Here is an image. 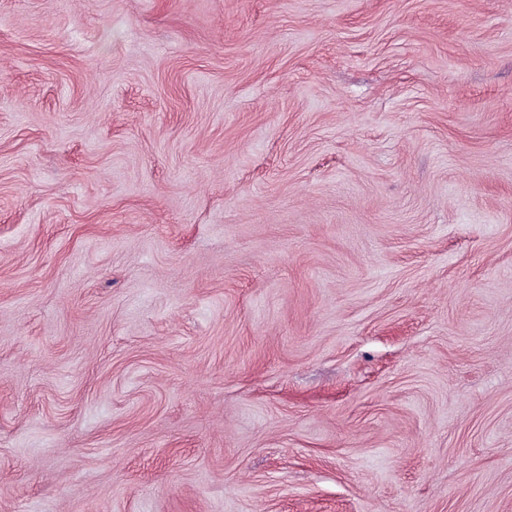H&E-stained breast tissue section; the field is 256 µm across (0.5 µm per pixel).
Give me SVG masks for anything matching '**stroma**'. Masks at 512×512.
Returning a JSON list of instances; mask_svg holds the SVG:
<instances>
[{
    "label": "stroma",
    "instance_id": "35a3bbf8",
    "mask_svg": "<svg viewBox=\"0 0 512 512\" xmlns=\"http://www.w3.org/2000/svg\"><path fill=\"white\" fill-rule=\"evenodd\" d=\"M0 512H512V0H0Z\"/></svg>",
    "mask_w": 512,
    "mask_h": 512
}]
</instances>
